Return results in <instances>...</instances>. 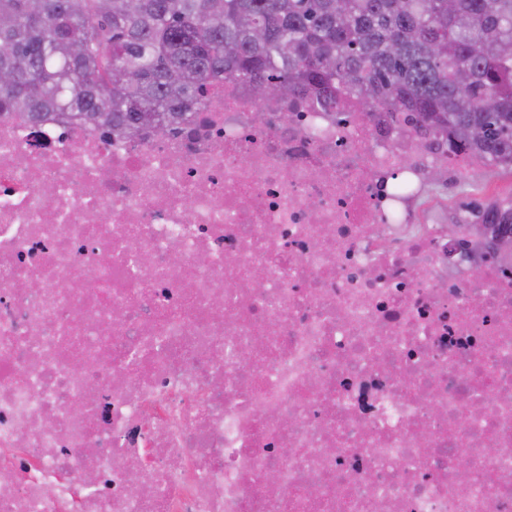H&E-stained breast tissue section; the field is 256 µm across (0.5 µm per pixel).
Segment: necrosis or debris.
<instances>
[{
    "instance_id": "4bbe7bcc",
    "label": "necrosis or debris",
    "mask_w": 512,
    "mask_h": 512,
    "mask_svg": "<svg viewBox=\"0 0 512 512\" xmlns=\"http://www.w3.org/2000/svg\"><path fill=\"white\" fill-rule=\"evenodd\" d=\"M487 166L231 79L161 136L0 116V512H512V197L435 195Z\"/></svg>"
}]
</instances>
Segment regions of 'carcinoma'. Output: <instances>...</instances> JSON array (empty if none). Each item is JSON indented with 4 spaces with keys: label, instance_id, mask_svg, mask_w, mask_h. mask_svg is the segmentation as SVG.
Listing matches in <instances>:
<instances>
[{
    "label": "carcinoma",
    "instance_id": "carcinoma-1",
    "mask_svg": "<svg viewBox=\"0 0 512 512\" xmlns=\"http://www.w3.org/2000/svg\"><path fill=\"white\" fill-rule=\"evenodd\" d=\"M1 18V116L164 128L230 78L409 112L512 164V0H0Z\"/></svg>",
    "mask_w": 512,
    "mask_h": 512
}]
</instances>
